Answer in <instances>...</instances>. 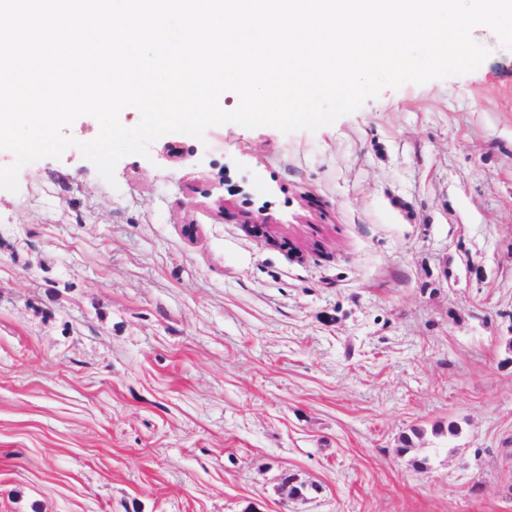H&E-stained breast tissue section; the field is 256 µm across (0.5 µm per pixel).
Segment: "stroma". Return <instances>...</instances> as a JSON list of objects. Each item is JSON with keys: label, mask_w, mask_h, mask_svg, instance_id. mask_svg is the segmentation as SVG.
<instances>
[{"label": "stroma", "mask_w": 512, "mask_h": 512, "mask_svg": "<svg viewBox=\"0 0 512 512\" xmlns=\"http://www.w3.org/2000/svg\"><path fill=\"white\" fill-rule=\"evenodd\" d=\"M472 37L314 132L0 189V512H512V50Z\"/></svg>", "instance_id": "35a3bbf8"}]
</instances>
